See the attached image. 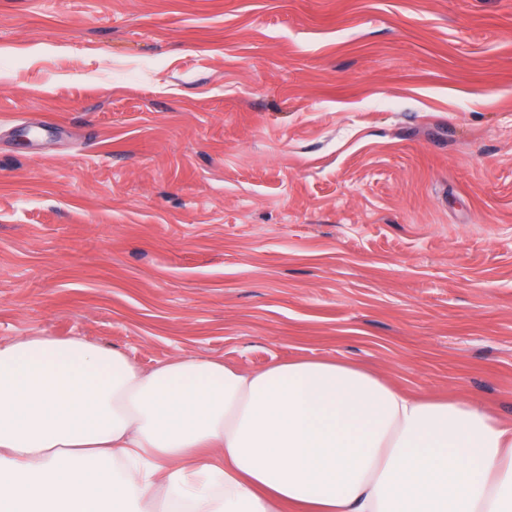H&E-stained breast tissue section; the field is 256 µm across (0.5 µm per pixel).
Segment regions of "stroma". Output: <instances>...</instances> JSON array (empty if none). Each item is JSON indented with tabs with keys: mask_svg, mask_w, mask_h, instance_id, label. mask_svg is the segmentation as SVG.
I'll return each mask as SVG.
<instances>
[{
	"mask_svg": "<svg viewBox=\"0 0 512 512\" xmlns=\"http://www.w3.org/2000/svg\"><path fill=\"white\" fill-rule=\"evenodd\" d=\"M340 359L512 423V0H0V342Z\"/></svg>",
	"mask_w": 512,
	"mask_h": 512,
	"instance_id": "1",
	"label": "stroma"
}]
</instances>
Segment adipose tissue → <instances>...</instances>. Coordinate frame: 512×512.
Wrapping results in <instances>:
<instances>
[{
  "label": "adipose tissue",
  "mask_w": 512,
  "mask_h": 512,
  "mask_svg": "<svg viewBox=\"0 0 512 512\" xmlns=\"http://www.w3.org/2000/svg\"><path fill=\"white\" fill-rule=\"evenodd\" d=\"M0 512H512V426L338 359L0 343Z\"/></svg>",
  "instance_id": "1"
}]
</instances>
